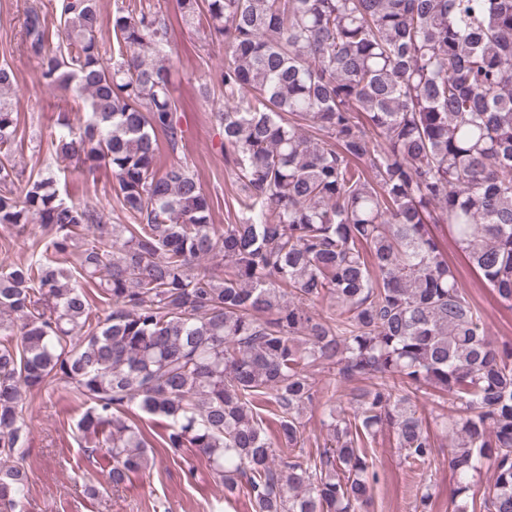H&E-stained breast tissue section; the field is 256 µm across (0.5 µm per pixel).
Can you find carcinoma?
Segmentation results:
<instances>
[{
  "label": "carcinoma",
  "instance_id": "cac0c4a2",
  "mask_svg": "<svg viewBox=\"0 0 512 512\" xmlns=\"http://www.w3.org/2000/svg\"><path fill=\"white\" fill-rule=\"evenodd\" d=\"M183 25L224 43V152L239 215L218 234L213 201L182 162L158 168V135L182 138L166 15L123 0H56L67 53L25 38L43 82L85 98L86 120L50 139L87 171L112 169L127 224L67 204L52 174L11 160L18 112L0 66V225L42 228L29 259L0 265V508L26 493L7 465L27 438L28 396L56 381L88 404L77 423L118 487L151 447L124 412L154 418L256 512H365L386 427L409 464L451 436L457 512H512V342L488 335L430 225L512 309V0H176ZM108 26L112 63L99 42ZM224 253L218 274L203 265ZM326 365L318 383L310 369ZM322 410L323 446L304 410ZM451 404V413L445 404ZM487 460L493 478L468 499ZM322 408L316 404L312 409H307L303 416V422L306 424L307 434L309 435L310 441L307 442L306 451L311 450V448H316L314 444V440L317 439L319 444L322 446L324 443V439L326 438V429L321 426L320 418H321Z\"/></svg>",
  "mask_w": 512,
  "mask_h": 512
}]
</instances>
